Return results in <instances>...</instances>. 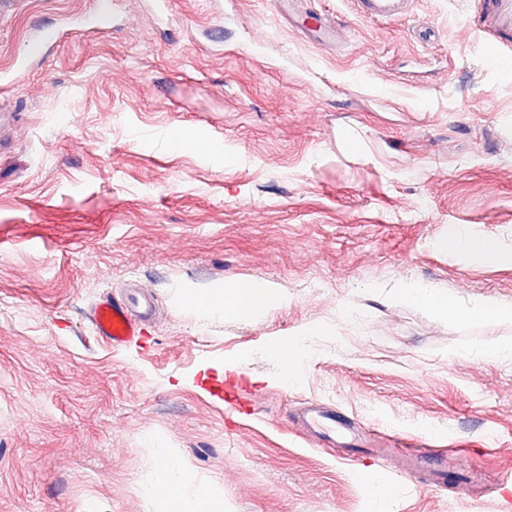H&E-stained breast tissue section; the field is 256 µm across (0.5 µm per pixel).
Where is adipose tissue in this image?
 <instances>
[{"label": "adipose tissue", "mask_w": 512, "mask_h": 512, "mask_svg": "<svg viewBox=\"0 0 512 512\" xmlns=\"http://www.w3.org/2000/svg\"><path fill=\"white\" fill-rule=\"evenodd\" d=\"M394 297L451 321H512V307L487 302L477 307L463 308L448 293L431 286L409 284L397 289ZM189 300L196 303L201 314L210 315L220 310L225 318L235 320L277 309L286 304L288 298L281 289L264 282L229 280L205 299H198L193 294ZM156 498L160 512H231L224 502L223 493L212 488L200 489L193 498L187 499L177 487L162 480L158 483Z\"/></svg>", "instance_id": "1"}]
</instances>
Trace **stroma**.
I'll list each match as a JSON object with an SVG mask.
<instances>
[{"instance_id": "35a3bbf8", "label": "stroma", "mask_w": 512, "mask_h": 512, "mask_svg": "<svg viewBox=\"0 0 512 512\" xmlns=\"http://www.w3.org/2000/svg\"><path fill=\"white\" fill-rule=\"evenodd\" d=\"M0 9V512H157L158 446L232 512H503L512 497V322L392 298L413 282L512 305V72L484 60L469 0L369 21L310 0L335 43L277 0H10ZM62 38L26 60L39 30ZM187 140L185 148L173 136ZM219 140L223 151H209ZM502 257L439 241L451 227ZM266 281L286 306L201 315L186 290ZM142 289L115 350L93 305ZM306 335L293 380L261 353ZM235 363L254 411L208 386ZM333 410L366 442L299 425ZM462 455L406 472L394 434ZM316 22L312 27H303L301 30L304 34H309L318 42H327L336 39V23L331 21L322 13H316ZM320 40H319V39Z\"/></svg>"}]
</instances>
